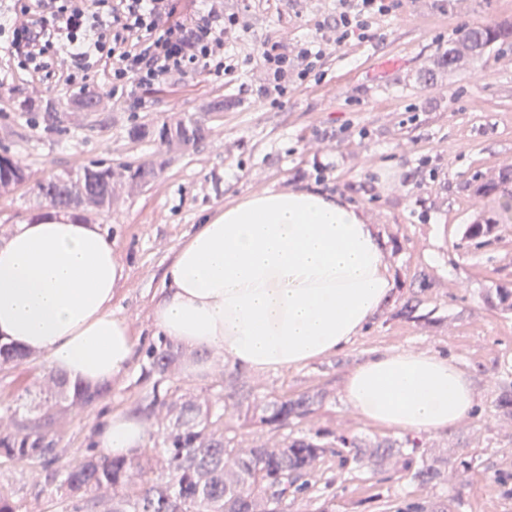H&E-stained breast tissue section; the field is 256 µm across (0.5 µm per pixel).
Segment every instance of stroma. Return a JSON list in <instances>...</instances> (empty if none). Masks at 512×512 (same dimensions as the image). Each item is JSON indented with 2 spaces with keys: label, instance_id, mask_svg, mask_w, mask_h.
Instances as JSON below:
<instances>
[{
  "label": "stroma",
  "instance_id": "1",
  "mask_svg": "<svg viewBox=\"0 0 512 512\" xmlns=\"http://www.w3.org/2000/svg\"><path fill=\"white\" fill-rule=\"evenodd\" d=\"M337 0H224L238 25L230 50L250 62L224 78L201 75L113 99L107 79L91 93L93 111L63 83L40 82L10 67L0 46V152L24 167L26 179L0 190V237L43 210L38 182L104 160L114 170L158 164L149 184L123 190L112 206L89 209L124 262L112 309L133 336L153 346L151 311L177 246L195 225L247 195L299 188L340 196L368 216L389 264L393 288L359 336L335 354L282 370L231 368L227 357L176 348L171 385L200 399L222 393L226 421L243 443H260L272 431L241 426L255 395L315 394L313 414L288 434L322 443L344 435L370 446L382 440L415 449L440 465L439 481L419 485L403 476L407 459L393 456L369 468L339 465L324 456L314 468L311 493L292 498L290 512H404L412 503L428 512H512V46L491 47L484 58L448 70L436 53L477 24L512 23V0H399L365 37L335 46ZM324 53L314 76L293 87L278 105L261 91L268 74L256 54L273 43L296 50L310 40ZM224 111H212L216 99ZM58 110L47 116L46 100ZM204 121L207 137L196 146L170 148L130 135L140 124ZM493 184L475 192L473 180ZM471 224L490 230L469 239ZM417 309L402 315L406 301ZM414 350L448 357L470 376L473 413L437 432H408L370 423L345 402L343 381L370 353ZM207 363L211 372L191 374ZM149 360L138 361L111 385L107 398L54 428L63 459L93 448L97 420L108 412L136 414L153 396ZM49 367L37 355L0 366V402L29 407L44 402ZM497 474L488 483V474ZM0 488L18 512H49L20 463L0 465Z\"/></svg>",
  "mask_w": 512,
  "mask_h": 512
}]
</instances>
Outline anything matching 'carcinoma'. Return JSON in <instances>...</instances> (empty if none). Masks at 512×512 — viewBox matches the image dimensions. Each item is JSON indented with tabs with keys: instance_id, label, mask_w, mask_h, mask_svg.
<instances>
[{
	"instance_id": "obj_1",
	"label": "carcinoma",
	"mask_w": 512,
	"mask_h": 512,
	"mask_svg": "<svg viewBox=\"0 0 512 512\" xmlns=\"http://www.w3.org/2000/svg\"><path fill=\"white\" fill-rule=\"evenodd\" d=\"M512 41L510 25H476L457 46L440 53L438 64L452 68L462 53L481 59L494 45ZM138 140L160 141L168 147L194 146L206 136L203 121L190 118L174 126L142 124L131 130ZM127 186L144 185L157 175L156 166L127 167ZM25 179L17 160L0 154V189ZM38 193L57 208H100L112 204L121 185L112 168L95 162L75 175L51 176L37 184ZM150 373L163 381L175 361L169 349L149 350ZM58 399L42 405L35 418L19 415L18 409L0 405V459L27 466L34 478L57 497L60 512H288V493H303L310 487L315 464L328 448L307 438H284L270 445L246 448L226 436L224 418L228 406L222 394L203 401L184 399L170 390L154 392L145 406L151 414L167 407L157 430L152 457L163 474L139 456L112 458L100 452L84 457L78 464L62 461L53 434L56 419L78 415L105 398L107 387L90 388L71 384L63 377L53 380ZM317 395L302 394L262 397L255 406L260 424L280 430L313 412ZM334 450L343 460L375 467L403 449L393 443L361 448L345 436L336 438ZM410 481L424 484L440 477L431 464L422 462L405 470ZM136 486L139 493L130 497L124 490Z\"/></svg>"
}]
</instances>
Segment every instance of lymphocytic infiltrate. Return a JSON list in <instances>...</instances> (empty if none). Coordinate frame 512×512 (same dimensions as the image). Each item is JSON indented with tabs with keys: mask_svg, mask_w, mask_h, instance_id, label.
<instances>
[{
	"mask_svg": "<svg viewBox=\"0 0 512 512\" xmlns=\"http://www.w3.org/2000/svg\"><path fill=\"white\" fill-rule=\"evenodd\" d=\"M180 0H14L11 14H0V36L17 67L42 81L62 79L84 92L107 76L113 98L138 88L200 73L232 74L237 63L224 41L238 23L224 13V0H202L194 14L179 11ZM396 0H344L336 18V42L368 30L376 16L392 11ZM67 54L70 69L58 75L57 60ZM323 53L306 42L295 52L274 44L259 58L269 72L264 98L279 102L292 79H306Z\"/></svg>",
	"mask_w": 512,
	"mask_h": 512,
	"instance_id": "lymphocytic-infiltrate-1",
	"label": "lymphocytic infiltrate"
}]
</instances>
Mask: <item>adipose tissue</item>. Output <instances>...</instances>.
<instances>
[{"mask_svg": "<svg viewBox=\"0 0 512 512\" xmlns=\"http://www.w3.org/2000/svg\"><path fill=\"white\" fill-rule=\"evenodd\" d=\"M123 277L100 224L47 208L0 240V342L43 357L89 386L125 373L140 349L112 310ZM153 310V333L264 372L330 355L362 330L393 282L362 210L309 189L246 196L181 243ZM345 398L367 420L409 432L455 425L475 407L451 360L402 350L372 355L347 378ZM148 426L104 418L97 447L124 456Z\"/></svg>", "mask_w": 512, "mask_h": 512, "instance_id": "ef3b65f1", "label": "adipose tissue"}]
</instances>
